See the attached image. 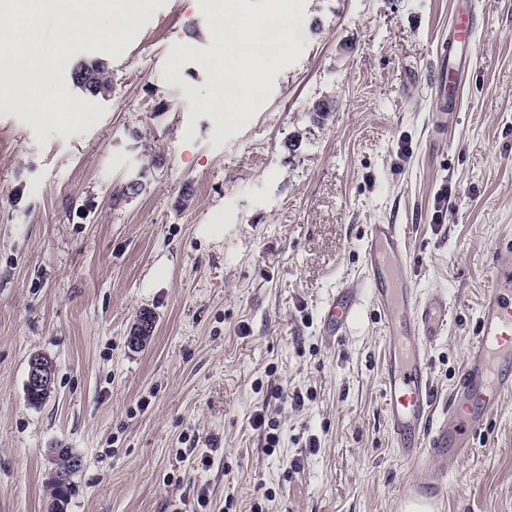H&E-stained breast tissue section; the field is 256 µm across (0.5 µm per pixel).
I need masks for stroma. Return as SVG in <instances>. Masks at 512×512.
Returning <instances> with one entry per match:
<instances>
[{
	"mask_svg": "<svg viewBox=\"0 0 512 512\" xmlns=\"http://www.w3.org/2000/svg\"><path fill=\"white\" fill-rule=\"evenodd\" d=\"M41 2L28 45L68 89L100 48H60L65 0ZM452 2L240 0L258 26L285 6L288 26L263 95L226 121L201 103L232 52L207 0L98 16L112 93L73 118L34 124L0 95V512H46L55 448L81 459L67 512H400L417 489L437 512H512V395L434 488L387 433L382 312L364 294L342 336L321 323L363 273L370 226L398 225L420 296L448 301L427 353L442 401L512 262V0H472L473 63L442 125L427 75ZM143 312L155 329L134 350ZM35 353L56 371L38 406ZM147 315L154 321L151 314ZM150 319L147 316H139L132 324L128 336V344L132 349H143L150 342L151 338L149 336L153 335L154 332V323ZM46 358V359H45ZM40 354L32 355L27 363V373L25 381L26 393L36 392L45 397L34 395L27 397L31 405L37 406L42 404L46 397H49L54 391L55 374L52 362ZM50 363H48V362Z\"/></svg>",
	"mask_w": 512,
	"mask_h": 512,
	"instance_id": "1",
	"label": "stroma"
}]
</instances>
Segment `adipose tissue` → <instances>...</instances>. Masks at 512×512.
Instances as JSON below:
<instances>
[{"label":"adipose tissue","mask_w":512,"mask_h":512,"mask_svg":"<svg viewBox=\"0 0 512 512\" xmlns=\"http://www.w3.org/2000/svg\"><path fill=\"white\" fill-rule=\"evenodd\" d=\"M91 9L65 11L62 15L58 40L67 45L75 35L82 34L95 40L103 51H111L113 33L92 21ZM212 39L216 46L234 41L238 54L224 70V91L211 94L205 107L219 118H229L231 113L245 111L250 101V90L261 74L264 58L256 47L264 40V30L252 24L240 9L237 0H220L214 13ZM52 60L39 58L21 61L18 51L0 54V81L9 89L13 102L23 108L37 109L42 122L52 124L61 117L65 108H75V100L67 92L55 91Z\"/></svg>","instance_id":"obj_1"}]
</instances>
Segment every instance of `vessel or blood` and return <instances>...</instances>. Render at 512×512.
Segmentation results:
<instances>
[{
	"label": "vessel or blood",
	"instance_id": "vessel-or-blood-1",
	"mask_svg": "<svg viewBox=\"0 0 512 512\" xmlns=\"http://www.w3.org/2000/svg\"><path fill=\"white\" fill-rule=\"evenodd\" d=\"M473 35V13L469 5H461L448 26L434 74L439 121H447L457 109L459 81L472 64ZM365 253L362 287L339 290L324 311L323 330L328 336L342 335L360 293L369 292L385 314L387 431L401 457L440 483L459 460L472 454L477 436L504 397L512 394V263L497 266L493 283L481 299L477 337L440 412L435 407L426 350L447 328L448 303L439 295L418 297L397 225H371Z\"/></svg>",
	"mask_w": 512,
	"mask_h": 512
}]
</instances>
